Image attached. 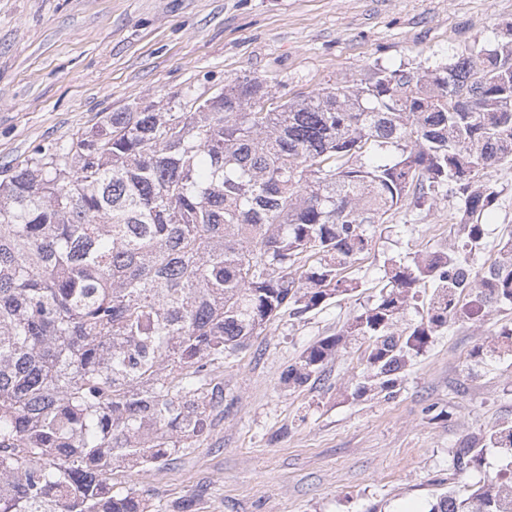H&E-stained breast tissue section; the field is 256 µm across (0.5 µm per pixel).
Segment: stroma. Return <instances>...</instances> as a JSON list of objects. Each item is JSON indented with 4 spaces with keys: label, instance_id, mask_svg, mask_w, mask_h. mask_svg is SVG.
<instances>
[{
    "label": "stroma",
    "instance_id": "35a3bbf8",
    "mask_svg": "<svg viewBox=\"0 0 512 512\" xmlns=\"http://www.w3.org/2000/svg\"><path fill=\"white\" fill-rule=\"evenodd\" d=\"M512 23V0H0V169L69 144L112 112H193L246 78L282 104L371 69H433ZM498 205L487 247L512 236V166L490 175ZM458 209L447 197L378 225L353 267L359 286L323 308L282 313L215 373L224 411L170 467L121 469L120 489L158 512L198 495L199 512H429L458 448L512 420V350L472 362L512 310L459 321L416 355L392 397H359L363 349L320 380L282 374L374 303L388 260L439 249Z\"/></svg>",
    "mask_w": 512,
    "mask_h": 512
}]
</instances>
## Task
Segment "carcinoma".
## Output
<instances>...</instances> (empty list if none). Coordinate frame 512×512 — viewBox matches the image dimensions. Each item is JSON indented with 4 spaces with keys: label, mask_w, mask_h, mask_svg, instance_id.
<instances>
[{
    "label": "carcinoma",
    "mask_w": 512,
    "mask_h": 512,
    "mask_svg": "<svg viewBox=\"0 0 512 512\" xmlns=\"http://www.w3.org/2000/svg\"><path fill=\"white\" fill-rule=\"evenodd\" d=\"M432 70L375 68L353 86L271 109L251 79L195 112H112L63 148L0 170V512H154L112 487L210 433L224 401L212 366L284 309L300 316L358 288L347 268L406 205L460 201L448 246L385 270L377 301L306 348L302 387L367 343L357 394L391 395L452 323L512 308V237L487 267L481 219L512 164V26ZM421 319L397 323L419 289ZM512 346L504 324L483 359ZM512 457V422L457 450ZM429 512H512V461Z\"/></svg>",
    "instance_id": "cac0c4a2"
}]
</instances>
